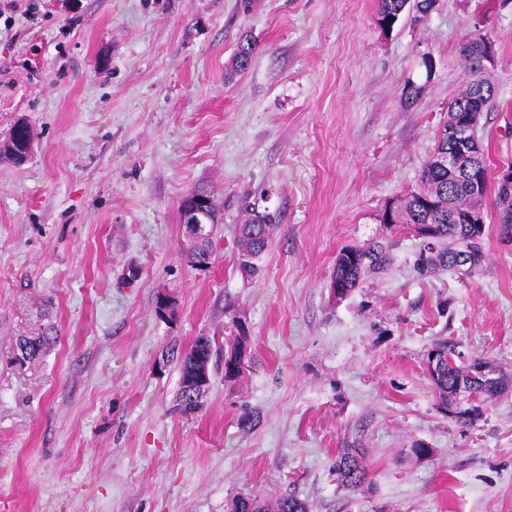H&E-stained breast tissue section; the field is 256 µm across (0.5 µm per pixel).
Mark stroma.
Instances as JSON below:
<instances>
[{
	"label": "stroma",
	"mask_w": 512,
	"mask_h": 512,
	"mask_svg": "<svg viewBox=\"0 0 512 512\" xmlns=\"http://www.w3.org/2000/svg\"><path fill=\"white\" fill-rule=\"evenodd\" d=\"M377 8L0 0V145L20 119L33 142L23 164L0 160V512H229L240 494L308 512H512V387L463 424L426 365L445 340L512 379L496 194L469 272L420 277L423 240L381 221L417 189L477 31L497 89L477 136L490 175L512 164V0H435L388 32ZM248 40L249 66L226 80ZM193 194L219 217L203 270L180 213ZM254 207L277 221L246 279L237 226ZM376 240L386 266L335 296L339 251ZM23 336L47 343L21 363ZM199 336L211 386L186 417L168 351ZM344 448L364 453V490L336 474Z\"/></svg>",
	"instance_id": "obj_1"
}]
</instances>
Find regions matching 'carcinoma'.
I'll return each mask as SVG.
<instances>
[{"mask_svg":"<svg viewBox=\"0 0 512 512\" xmlns=\"http://www.w3.org/2000/svg\"><path fill=\"white\" fill-rule=\"evenodd\" d=\"M408 4L409 0H378L376 22L380 25L385 22L396 23ZM484 40L486 36L479 33L471 36L462 45L465 82L459 96L448 106L450 112L470 110L479 115L487 109L495 96V86L484 78L482 71L479 46ZM254 50L253 42L240 45L234 58V66L227 75L246 69ZM12 131L16 132V136L7 141L3 156L14 162L16 154L25 152L21 140L31 135V132L28 125L19 122L13 126ZM488 179L489 176H484L482 184L477 186L471 177L461 171L448 173L436 171L428 164L424 166L422 186L396 207L391 218L393 224L430 225L431 237L416 261L419 273L452 268L461 254L482 261L485 226L461 224L458 218L472 210L481 211ZM496 198L500 228L504 233H512V222L505 223V208L512 209V199L500 186L497 187ZM273 220V215L255 211L239 225V243L243 252L239 268L242 275L252 277L257 273L251 259L268 248ZM386 261V247L378 241L363 246L345 247L336 256L332 280L346 293L359 284L366 272L382 267ZM45 343L46 339L43 337L20 339L17 348L21 359L36 358ZM451 354L453 349L445 341L435 344L428 354L429 373L443 410H448V406L454 403L458 394V383L461 381L474 384L476 392L483 394L486 399L497 396L503 388L501 378L482 380L470 370L465 371L457 364L450 365L448 356ZM172 356L176 357L180 365L181 379L184 380L197 368L199 357H204L208 362L212 359V352L208 351L206 338L200 336L189 350L183 352L174 349ZM336 471L342 483L352 490H358L366 483L367 471L356 450L341 454L336 460ZM231 512H269V506L257 496H241L233 500ZM275 512H307V508L299 499L284 496L276 500Z\"/></svg>","mask_w":512,"mask_h":512,"instance_id":"obj_1","label":"carcinoma"}]
</instances>
